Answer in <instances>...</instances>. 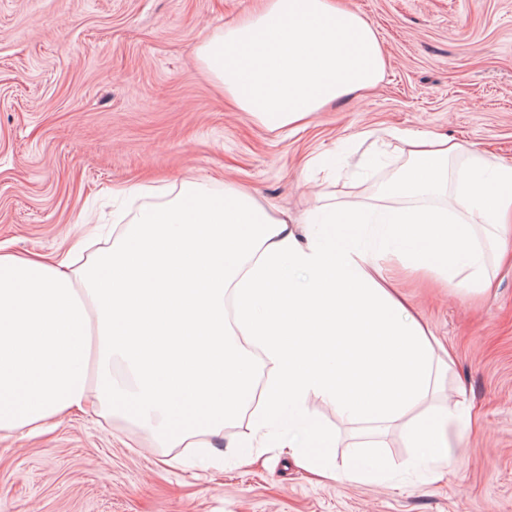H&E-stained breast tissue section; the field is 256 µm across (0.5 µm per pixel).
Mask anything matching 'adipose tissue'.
I'll use <instances>...</instances> for the list:
<instances>
[{
  "mask_svg": "<svg viewBox=\"0 0 512 512\" xmlns=\"http://www.w3.org/2000/svg\"><path fill=\"white\" fill-rule=\"evenodd\" d=\"M224 94L285 130L376 86L386 62L373 27L335 0H263L201 45ZM412 165L371 209L316 206L296 227L252 193L195 180L142 208L125 233L75 266L71 253L0 250V440L27 437L96 402L163 448H212L252 405L238 444L274 441L298 465L336 444L313 398L348 420L400 424L433 478L457 456L462 401L434 404L447 351L386 277L387 263L427 268L449 286L490 283L478 231L512 229V165L407 138ZM451 194L445 206L430 197ZM270 367L255 390L253 351Z\"/></svg>",
  "mask_w": 512,
  "mask_h": 512,
  "instance_id": "ef3b65f1",
  "label": "adipose tissue"
}]
</instances>
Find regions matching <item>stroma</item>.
Returning <instances> with one entry per match:
<instances>
[{
  "label": "stroma",
  "instance_id": "stroma-1",
  "mask_svg": "<svg viewBox=\"0 0 512 512\" xmlns=\"http://www.w3.org/2000/svg\"><path fill=\"white\" fill-rule=\"evenodd\" d=\"M377 33L386 69L284 132L238 111L206 74L200 45L258 0H0V246L51 255L105 238L150 203L140 186L186 178L241 184L303 219L317 196L386 205L408 166L401 136L430 132L512 165V0H340ZM130 189L126 198L115 186ZM452 350L444 389L464 392L472 429L442 479L414 467L390 426L386 481L333 480L276 448H153L94 412L0 441V512H512V264L474 297L394 267ZM335 432L337 470L372 436L314 402Z\"/></svg>",
  "mask_w": 512,
  "mask_h": 512
}]
</instances>
